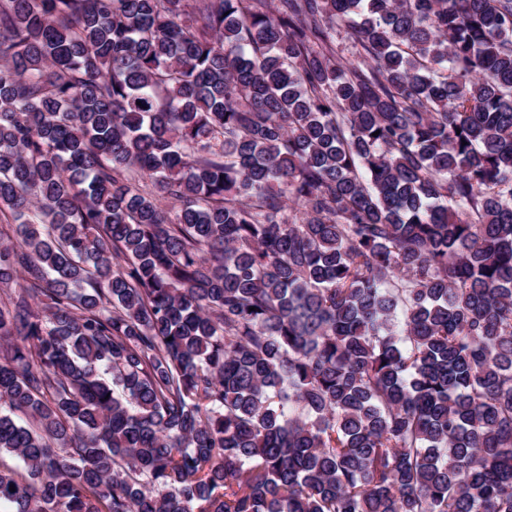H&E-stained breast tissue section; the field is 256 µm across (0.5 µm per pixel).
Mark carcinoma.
Segmentation results:
<instances>
[{"label":"carcinoma","instance_id":"cac0c4a2","mask_svg":"<svg viewBox=\"0 0 512 512\" xmlns=\"http://www.w3.org/2000/svg\"><path fill=\"white\" fill-rule=\"evenodd\" d=\"M0 215L7 512H512V0H0Z\"/></svg>","mask_w":512,"mask_h":512}]
</instances>
